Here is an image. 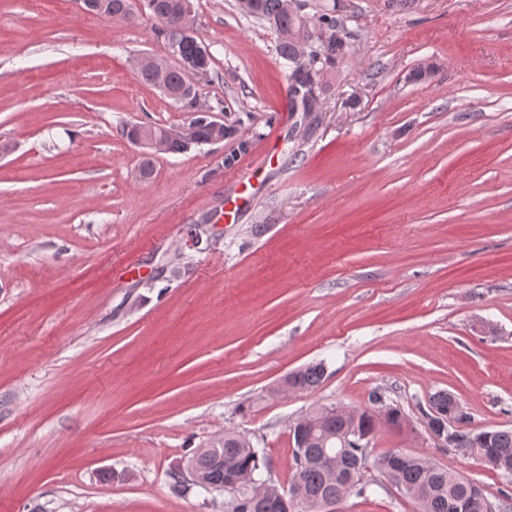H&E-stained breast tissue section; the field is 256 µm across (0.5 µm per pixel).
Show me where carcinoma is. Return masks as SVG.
<instances>
[{
  "label": "carcinoma",
  "instance_id": "obj_1",
  "mask_svg": "<svg viewBox=\"0 0 512 512\" xmlns=\"http://www.w3.org/2000/svg\"><path fill=\"white\" fill-rule=\"evenodd\" d=\"M99 7L91 13L106 16L116 23L135 20L129 0H98ZM147 16L169 26H178L194 10L193 0H143ZM250 17L269 25L276 36L277 55L291 63L304 54L302 44L283 36L290 28H298L299 21L283 8V0H254ZM178 53L189 58L197 55L202 41L196 27L177 35ZM347 47L346 40L331 38L322 48L328 67H333ZM164 78L176 91L170 97L174 104L193 113L188 120L190 133L183 139L166 140V152L182 154L193 147L208 144L216 135L227 137L232 133L228 126L215 130L200 120L197 113L206 111L198 102L195 87L177 67L167 68ZM325 373L321 363L309 365L288 375L284 387L307 391L317 387ZM438 408L442 420H427L429 430L443 439L455 441L460 448H468L479 459L492 460L490 468L505 477L512 476V429L484 430L479 433L469 428L470 416L457 419L458 426L445 427L443 423L454 414L457 401L446 392L439 391L429 398ZM373 408L346 411L334 406H321L299 418L292 431L294 442V473L291 484L298 486L304 497L295 512H323L322 504L342 502L351 493L362 494L366 485L360 482V469L370 457L369 438L372 434L376 412H384L387 422L400 425L402 413L385 403L384 395L377 392L372 398ZM377 470L403 494L418 500L421 512H451L452 502L463 505L462 512H499L483 491L477 490L470 480L444 467L431 463L413 453L390 450L378 458ZM184 464L196 479L209 485L224 486L229 477L247 475L265 486L262 497L252 503L243 498L235 505L224 502V512H285L283 497L291 490L278 486L269 478L259 477L266 467L264 457L243 433L226 431L202 448L191 453Z\"/></svg>",
  "mask_w": 512,
  "mask_h": 512
}]
</instances>
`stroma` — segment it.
Wrapping results in <instances>:
<instances>
[{"label":"stroma","instance_id":"obj_1","mask_svg":"<svg viewBox=\"0 0 512 512\" xmlns=\"http://www.w3.org/2000/svg\"><path fill=\"white\" fill-rule=\"evenodd\" d=\"M298 2L349 32L318 111L294 109L264 24L195 0L212 64L191 81L234 133L144 180L123 127L190 118L133 67L167 60L160 24L0 0V512H224L174 491L184 454L240 431L285 486L294 422L377 391L404 419L377 420L372 454L512 508V480L422 417L447 391L472 429L512 428V0ZM318 362L317 388L273 394ZM365 480L336 512H419Z\"/></svg>","mask_w":512,"mask_h":512}]
</instances>
